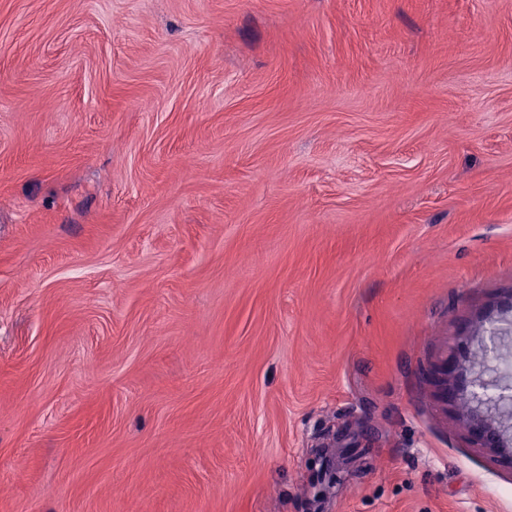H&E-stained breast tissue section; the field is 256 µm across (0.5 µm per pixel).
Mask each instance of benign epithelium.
I'll use <instances>...</instances> for the list:
<instances>
[{"mask_svg":"<svg viewBox=\"0 0 512 512\" xmlns=\"http://www.w3.org/2000/svg\"><path fill=\"white\" fill-rule=\"evenodd\" d=\"M512 335V296L479 317L475 331L448 358V402L463 408L482 448L512 464V362L501 353Z\"/></svg>","mask_w":512,"mask_h":512,"instance_id":"obj_1","label":"benign epithelium"}]
</instances>
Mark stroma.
I'll return each instance as SVG.
<instances>
[{"label": "stroma", "instance_id": "stroma-1", "mask_svg": "<svg viewBox=\"0 0 512 512\" xmlns=\"http://www.w3.org/2000/svg\"><path fill=\"white\" fill-rule=\"evenodd\" d=\"M511 294L512 0H0V512H512ZM512 294L494 312L479 317L475 331L454 353L442 359L439 372L447 367V398L444 388L440 401L460 405L474 440L482 448L500 454L512 464V365L501 353L512 334ZM482 349L486 360L469 355L472 347ZM448 364V366H447ZM508 451L505 453V451Z\"/></svg>", "mask_w": 512, "mask_h": 512}]
</instances>
